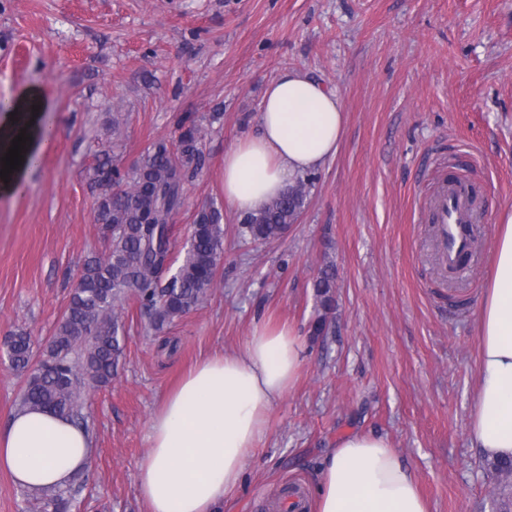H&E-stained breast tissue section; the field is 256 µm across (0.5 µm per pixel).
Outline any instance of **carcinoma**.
<instances>
[{"instance_id": "1", "label": "carcinoma", "mask_w": 512, "mask_h": 512, "mask_svg": "<svg viewBox=\"0 0 512 512\" xmlns=\"http://www.w3.org/2000/svg\"><path fill=\"white\" fill-rule=\"evenodd\" d=\"M203 127L181 124L174 142L157 140L130 165L104 153L96 161L90 188L96 192L95 221L108 243L88 258L43 358L33 362L30 336L8 341L7 358L16 369L31 370L22 406L50 409L88 428L81 412L86 388L112 382L126 335L123 305L135 303L148 325L162 332L198 307L217 287L224 255L222 209L214 202L194 214L184 256H173V217L185 205V184L206 163ZM312 178H298L261 212L245 217L251 239L281 238L298 221ZM335 271L326 265L314 282L324 310L334 304ZM499 477L497 512H512V460L493 464ZM42 512H69L72 489L36 495Z\"/></svg>"}]
</instances>
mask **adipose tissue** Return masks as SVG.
<instances>
[{"label":"adipose tissue","instance_id":"ef3b65f1","mask_svg":"<svg viewBox=\"0 0 512 512\" xmlns=\"http://www.w3.org/2000/svg\"><path fill=\"white\" fill-rule=\"evenodd\" d=\"M11 104L0 114V139L27 133L26 155H42L52 141L43 121L53 109L50 96L28 86ZM345 122L336 89L301 70L281 71L265 88L256 132L224 154L225 207L261 211L297 176L336 156ZM476 331L478 386L468 438L488 457L511 459L512 214L495 228ZM302 361L295 331L263 320L240 351L198 362L152 416L135 475L148 512H219L265 438L270 412L295 387ZM91 448L89 433L69 418L24 407L0 432V467L23 489H60L82 472ZM314 500L317 512H430L396 450L373 433L337 440L321 464Z\"/></svg>","mask_w":512,"mask_h":512}]
</instances>
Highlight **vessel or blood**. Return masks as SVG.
I'll return each mask as SVG.
<instances>
[{"label":"vessel or blood","instance_id":"b4317fda","mask_svg":"<svg viewBox=\"0 0 512 512\" xmlns=\"http://www.w3.org/2000/svg\"><path fill=\"white\" fill-rule=\"evenodd\" d=\"M430 213L436 226L439 257L442 263L453 264L459 254L471 247V237L465 230L466 225L476 221L470 188L464 184L451 189L440 186L432 198Z\"/></svg>","mask_w":512,"mask_h":512}]
</instances>
